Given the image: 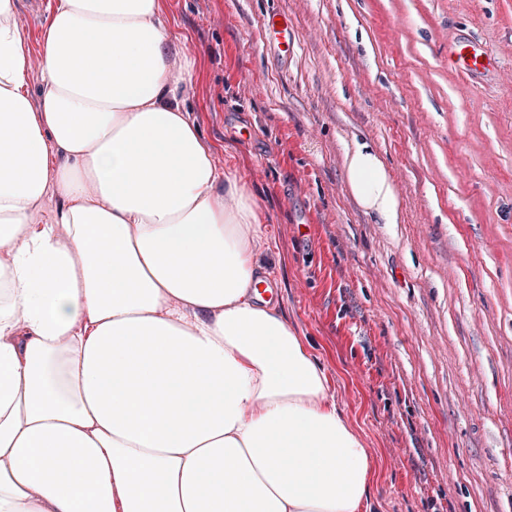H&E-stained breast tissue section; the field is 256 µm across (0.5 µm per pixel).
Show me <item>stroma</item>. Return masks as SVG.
<instances>
[{
	"instance_id": "35a3bbf8",
	"label": "stroma",
	"mask_w": 512,
	"mask_h": 512,
	"mask_svg": "<svg viewBox=\"0 0 512 512\" xmlns=\"http://www.w3.org/2000/svg\"><path fill=\"white\" fill-rule=\"evenodd\" d=\"M185 105L253 193L277 303L374 464L371 512H512V0H162ZM273 12L297 38H263ZM49 12L15 0L40 57ZM499 61L469 79L448 44ZM401 199L381 224L344 153ZM346 181L350 194L381 224L400 219V197L384 162L367 142L354 141L345 153Z\"/></svg>"
}]
</instances>
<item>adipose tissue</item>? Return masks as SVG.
Segmentation results:
<instances>
[{
	"mask_svg": "<svg viewBox=\"0 0 512 512\" xmlns=\"http://www.w3.org/2000/svg\"><path fill=\"white\" fill-rule=\"evenodd\" d=\"M172 44L160 0H57L35 62L0 0V512H363L370 454L258 290L256 201ZM344 164L398 223L371 146Z\"/></svg>",
	"mask_w": 512,
	"mask_h": 512,
	"instance_id": "adipose-tissue-1",
	"label": "adipose tissue"
}]
</instances>
